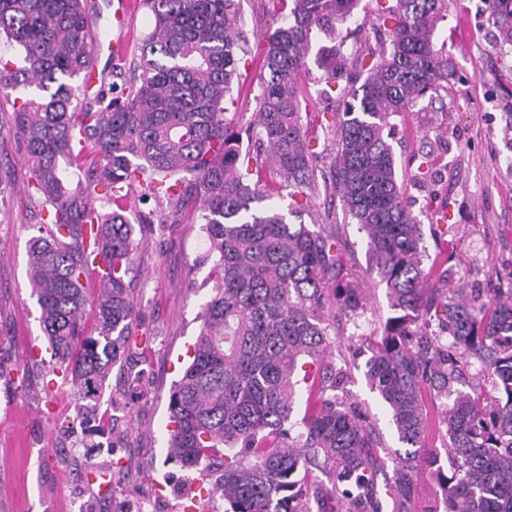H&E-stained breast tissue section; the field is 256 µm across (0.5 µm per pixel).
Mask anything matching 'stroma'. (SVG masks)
I'll return each instance as SVG.
<instances>
[{
  "instance_id": "obj_1",
  "label": "stroma",
  "mask_w": 512,
  "mask_h": 512,
  "mask_svg": "<svg viewBox=\"0 0 512 512\" xmlns=\"http://www.w3.org/2000/svg\"><path fill=\"white\" fill-rule=\"evenodd\" d=\"M125 25L112 20L111 0H102L95 59L99 84L113 81L110 58L136 62L153 27L150 11L131 0ZM389 0H361L344 24L345 52L375 45V12ZM484 0H448V14L435 31L446 42L456 75L437 97H423L414 111L392 117L389 141L406 200L422 228L425 264L443 260L456 285L484 291L512 277V163L502 136L512 113V68L494 46ZM243 33L257 45L281 23L270 0H240ZM259 70L240 69L227 113L246 127L255 111ZM0 155L14 181L0 194V330L18 366L0 380V512H222L212 499L210 476L200 478L171 459L167 448L168 400L201 327L203 303L211 293L205 279L207 249L189 215L168 220L148 235L135 256L136 312L147 344L131 348L115 366L95 407L82 425L77 390L53 376L52 354L30 291L28 243L34 234L23 145L0 140ZM434 159L433 182H415L422 158ZM448 214L453 230L440 235L435 214ZM386 290L366 295L365 311L341 324L337 348L348 338L369 340L390 317ZM347 388L376 418L389 448L399 442L357 359Z\"/></svg>"
}]
</instances>
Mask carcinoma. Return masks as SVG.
Instances as JSON below:
<instances>
[{"label": "carcinoma", "mask_w": 512, "mask_h": 512, "mask_svg": "<svg viewBox=\"0 0 512 512\" xmlns=\"http://www.w3.org/2000/svg\"><path fill=\"white\" fill-rule=\"evenodd\" d=\"M154 17L139 62L117 66L122 85L80 103L70 84L94 65L98 0H0V36L18 51L0 58V96L24 145L29 193L41 215L29 240L31 295L64 381L95 402L139 332L134 254L154 218L132 224L123 208L104 212L87 188L68 187L67 164L87 146L113 199L166 181L167 207L198 213L211 261V295L191 363L170 392V455L198 470L216 452L224 512H312L334 500L344 512H409L413 462L426 450L427 402L444 401L451 476L425 512H512V286L464 294L448 270L422 267L421 224L405 200L389 119L415 107L454 76L434 39L448 0H392L376 17L379 48L347 57L338 26L359 0H273L284 23L257 47L263 75L254 121L240 132L226 118L242 45L238 0H142ZM495 44L509 57L512 0H485ZM324 96L335 103L325 132L336 160L316 179L318 152L302 123L311 34ZM365 74L357 87L336 74ZM248 138L264 147L242 146ZM287 191V209L270 202ZM339 200L367 235V273L383 284L395 316L371 343L365 378L388 410L403 449L385 446L369 414L349 402L351 366L332 356L336 316L364 307L366 281L348 266L336 213L295 224L315 200ZM492 392L455 385L469 359ZM310 385L302 429L293 432L295 387ZM383 453L376 452V449ZM394 462L393 474L385 457Z\"/></svg>", "instance_id": "carcinoma-1"}]
</instances>
